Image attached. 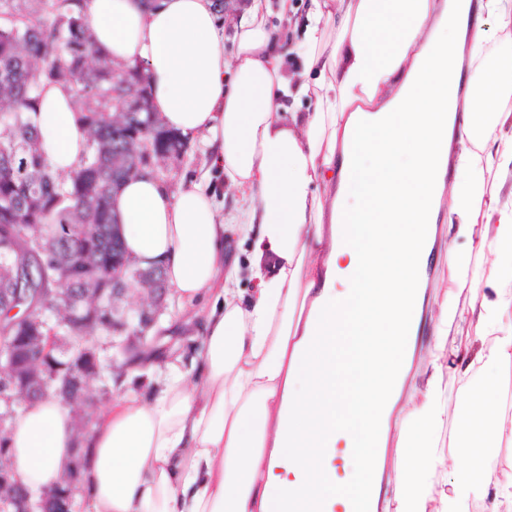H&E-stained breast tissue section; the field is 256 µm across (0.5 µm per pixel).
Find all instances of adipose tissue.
<instances>
[{
    "mask_svg": "<svg viewBox=\"0 0 512 512\" xmlns=\"http://www.w3.org/2000/svg\"><path fill=\"white\" fill-rule=\"evenodd\" d=\"M83 6L101 53L146 63L162 125L204 137L241 192L255 282L232 289L202 185L119 187L128 255L197 305L201 341L149 395L100 407L89 512H512V79L482 48L491 16L512 54V0H311L288 45L248 0L229 57L213 0ZM73 96L45 85L32 115L62 175L86 144ZM74 437L56 398L25 405L5 442L20 481L57 484Z\"/></svg>",
    "mask_w": 512,
    "mask_h": 512,
    "instance_id": "1",
    "label": "adipose tissue"
}]
</instances>
